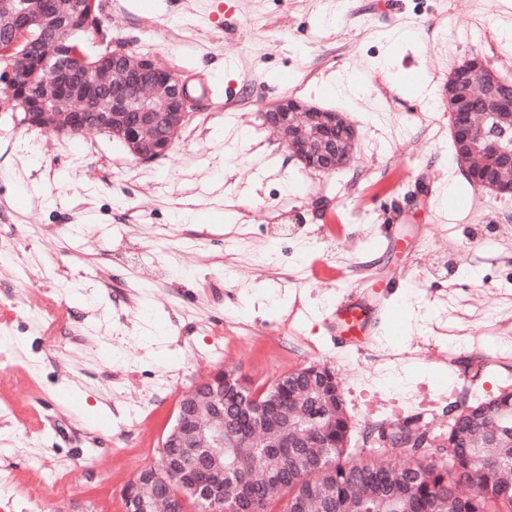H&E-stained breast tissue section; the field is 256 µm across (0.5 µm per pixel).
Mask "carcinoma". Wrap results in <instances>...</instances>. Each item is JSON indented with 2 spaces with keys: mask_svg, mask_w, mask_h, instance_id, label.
<instances>
[{
  "mask_svg": "<svg viewBox=\"0 0 512 512\" xmlns=\"http://www.w3.org/2000/svg\"><path fill=\"white\" fill-rule=\"evenodd\" d=\"M265 396L283 401V413L274 425L255 424L260 437L253 447L224 449L220 512H237L241 486L252 488L257 512H282L285 500L302 503L303 508L291 512H512V434L487 436L483 409L492 405L493 417L504 425L512 423V393L462 408L448 425L442 455L413 448L407 461L388 465L352 455L344 441L348 418L325 408L320 395L303 394L289 375L273 382ZM299 408L326 409L325 418L299 428L326 430V447H277L296 422ZM210 468L211 452L206 449L183 465L200 484ZM145 493L151 498L180 494L192 501L195 512H214L204 490L195 493L177 479L150 485Z\"/></svg>",
  "mask_w": 512,
  "mask_h": 512,
  "instance_id": "1",
  "label": "carcinoma"
}]
</instances>
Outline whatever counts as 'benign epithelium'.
I'll use <instances>...</instances> for the list:
<instances>
[{"instance_id":"benign-epithelium-1","label":"benign epithelium","mask_w":512,"mask_h":512,"mask_svg":"<svg viewBox=\"0 0 512 512\" xmlns=\"http://www.w3.org/2000/svg\"><path fill=\"white\" fill-rule=\"evenodd\" d=\"M97 0H0V83L23 122L59 136L95 130L119 140L143 163L163 157L173 146L196 100L179 73L155 66L146 54L124 48L105 50L89 63L74 40L82 31L98 37L101 17ZM460 67L478 89L448 103L453 142L460 148L456 163L467 176L476 175L486 155L497 158V174L479 181L482 190L512 196V96L502 94L509 80L483 58L465 59ZM266 124L280 131L304 169L332 173L349 165L358 139L355 128L339 112L307 106L294 99L263 113ZM165 132L160 140L157 131ZM321 386L335 384L329 366L307 373ZM234 393L240 407L262 415V394L231 372L219 371L188 391L162 448H222L224 395ZM406 448H430L425 432L405 425ZM140 481H131L123 496L136 512H154Z\"/></svg>"}]
</instances>
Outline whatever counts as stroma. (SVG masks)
<instances>
[{"instance_id": "obj_1", "label": "stroma", "mask_w": 512, "mask_h": 512, "mask_svg": "<svg viewBox=\"0 0 512 512\" xmlns=\"http://www.w3.org/2000/svg\"><path fill=\"white\" fill-rule=\"evenodd\" d=\"M110 46L210 84L167 155L28 127L0 91V512H126L183 395L329 364L350 445L512 391V197L458 181L450 60L512 79V0H103ZM419 32L393 53L391 35ZM296 99L359 132L304 170L262 112ZM378 284L372 339L336 303ZM373 293H375L373 289L365 288L362 297L357 301L336 305L331 314V320L336 324V336L345 343L359 345L372 336V319L364 315L361 305L365 301H371L372 312H380L383 309V302Z\"/></svg>"}]
</instances>
